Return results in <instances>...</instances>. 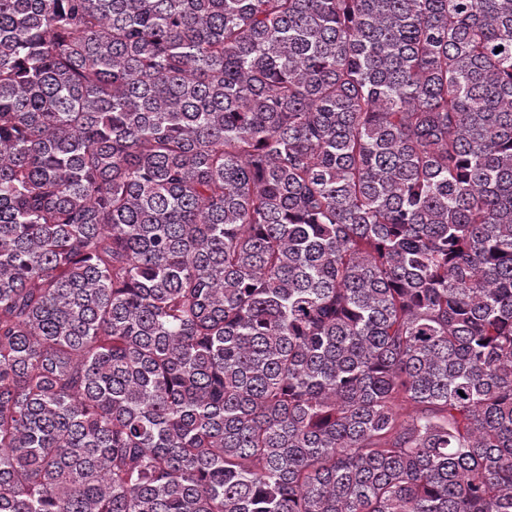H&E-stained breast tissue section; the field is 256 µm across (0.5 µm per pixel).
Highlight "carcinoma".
<instances>
[{"instance_id":"cac0c4a2","label":"carcinoma","mask_w":512,"mask_h":512,"mask_svg":"<svg viewBox=\"0 0 512 512\" xmlns=\"http://www.w3.org/2000/svg\"><path fill=\"white\" fill-rule=\"evenodd\" d=\"M0 512H512V0H0Z\"/></svg>"}]
</instances>
